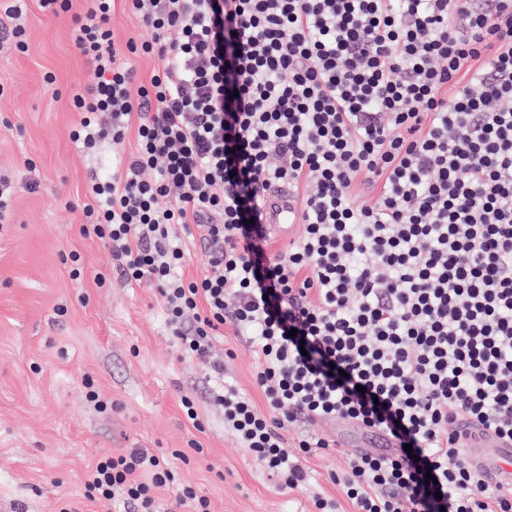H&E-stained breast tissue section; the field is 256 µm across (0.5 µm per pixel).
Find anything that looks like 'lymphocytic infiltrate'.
Listing matches in <instances>:
<instances>
[{"label":"lymphocytic infiltrate","instance_id":"1","mask_svg":"<svg viewBox=\"0 0 512 512\" xmlns=\"http://www.w3.org/2000/svg\"><path fill=\"white\" fill-rule=\"evenodd\" d=\"M118 5L151 39L116 46ZM74 22L98 76L72 96L74 140H137L91 180L80 233L157 289L240 447L288 490L308 484L304 458L342 451L340 495L314 493V512H512V483L471 467L460 428L512 442V0H86ZM134 56L158 61L138 87ZM275 185L304 224L279 253ZM193 225L206 272L188 279ZM227 323L269 415L212 357ZM336 418L384 447L307 434L289 453L288 425ZM175 480L166 454L133 448L84 489L156 512Z\"/></svg>","mask_w":512,"mask_h":512}]
</instances>
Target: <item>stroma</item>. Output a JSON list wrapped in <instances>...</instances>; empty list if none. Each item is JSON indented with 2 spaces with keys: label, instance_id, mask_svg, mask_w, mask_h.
<instances>
[{
  "label": "stroma",
  "instance_id": "35a3bbf8",
  "mask_svg": "<svg viewBox=\"0 0 512 512\" xmlns=\"http://www.w3.org/2000/svg\"><path fill=\"white\" fill-rule=\"evenodd\" d=\"M23 12L20 50L0 8V175L18 187L0 222V512H58L66 500L77 512H121L83 497L84 473L101 453L189 452L195 441L201 454L173 467L210 512H312L307 493L280 491L225 431L207 370L177 347L156 289L121 280L111 251L80 235L87 183L112 175L136 140L94 150L74 141L71 96L94 85V68L74 45L70 15L37 0ZM214 352L226 379L267 414L238 330L225 326ZM87 379L106 409L86 400ZM187 397L199 426L184 415Z\"/></svg>",
  "mask_w": 512,
  "mask_h": 512
}]
</instances>
